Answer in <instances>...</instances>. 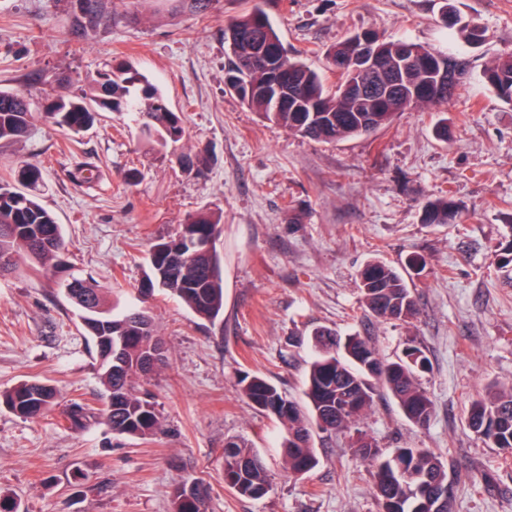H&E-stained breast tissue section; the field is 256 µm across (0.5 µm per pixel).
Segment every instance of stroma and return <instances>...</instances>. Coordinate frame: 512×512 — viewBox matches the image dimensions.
<instances>
[{
	"label": "stroma",
	"instance_id": "1",
	"mask_svg": "<svg viewBox=\"0 0 512 512\" xmlns=\"http://www.w3.org/2000/svg\"><path fill=\"white\" fill-rule=\"evenodd\" d=\"M262 2L289 55L323 73L325 52L368 30L462 60L466 76L448 105L406 111L377 131L313 141L252 112L227 90L224 23ZM474 23L480 40L462 37ZM512 54V0H0V90L28 96L29 135L0 141V182L39 165L36 194L62 224L58 277L25 269L0 277V392L39 379L57 391L42 416L0 406V494L21 512H171L181 479L210 486L209 512H378L372 476L346 437L314 432L318 466L300 479L283 469L282 425L238 393L244 374L303 396L320 326L368 339L387 359L415 340L431 361L421 382L434 401L418 428L384 389L360 429L384 454L429 448L451 462L452 512H512V459L466 427L468 399L512 386V283L496 263L512 234V105L485 69ZM126 62L184 121L162 142L128 113L104 112L73 133L44 115L48 100L80 96L100 72ZM446 119L447 141L434 126ZM100 178L81 183L80 169ZM461 203L453 224H425L440 192ZM221 214L224 313L198 318L164 292L140 299L146 254L189 216ZM421 256L423 268L409 267ZM380 260L415 296L410 322L366 312L357 274ZM93 279L115 309L139 302L165 345L166 363L138 381L162 427L148 439L112 434L93 343L60 282ZM93 408L70 424L72 403ZM246 440L273 478L259 500L224 483V444Z\"/></svg>",
	"mask_w": 512,
	"mask_h": 512
}]
</instances>
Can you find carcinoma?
<instances>
[{
  "mask_svg": "<svg viewBox=\"0 0 512 512\" xmlns=\"http://www.w3.org/2000/svg\"><path fill=\"white\" fill-rule=\"evenodd\" d=\"M369 36L380 49V60L357 78L361 85L381 90L378 96L362 95L346 87L349 74L341 66L356 51L354 37L333 46L326 54L328 69L340 73L342 78L331 93L322 74L288 56L268 13L258 3L224 26V43L228 46L226 73L228 78L237 79V94L252 111L296 135L321 142L366 134L390 124L407 109L452 101L460 87L458 83L449 89L434 86L430 92H422L433 81V71L448 65L449 57L413 42L415 55L403 58L401 47L406 41L381 39L372 32ZM274 65L288 71L283 92L288 102L278 108L269 94L270 67ZM484 76L498 97L511 105L512 56L495 60ZM143 81L145 77L132 67L120 66L92 81L88 95L49 100L45 116L78 133L93 122L97 112H135L144 119L147 132L164 140H180L184 134L183 119L169 109L163 95L149 86L142 89L140 96L132 92ZM31 117L23 93L0 91V140L26 136ZM41 177L38 166L27 164L19 171L22 188L0 183V259H10L0 264V277L14 272L23 257L33 260L36 271L45 276L55 275L62 264V225L36 194L27 192ZM460 212V205L444 193L423 205L422 223L446 224ZM219 224L221 218L210 213L189 218L182 230L197 239L194 254L181 265L171 266L167 256L152 251L146 274L150 289L170 293L199 318L211 322L224 312V280L216 250ZM497 257L499 268L511 272V238L499 243ZM358 278L362 302L372 316L401 322L414 318L415 298L395 267L370 262L360 270ZM78 288L80 293L70 300L84 326L92 322L93 310L108 313L99 328L88 332L96 347L103 385L112 396L103 412L104 422L115 435L150 438L160 430L161 422L155 403L134 390L133 379L138 376L134 367L151 346L159 343V336L141 309L130 307L116 312L105 306V287L98 282L80 280ZM114 340L124 344L121 365L111 363L106 354ZM312 343L316 355L305 379L307 406L287 398L260 375L246 374L239 381L240 395L284 426L282 448L288 477H301L318 465L311 443L313 431L345 436L354 433L351 449L372 469L379 512H451L449 460L429 448H398L386 456L357 428L372 408L378 383L391 393L409 422L420 427L429 423L434 402L420 382L421 374L430 370V360L424 351L410 340L401 356L387 360L361 336L343 338L325 327L312 332ZM55 397L52 386L26 380L1 392L0 403L15 415L32 419L43 415ZM465 421L481 443L498 449L506 457L512 456V390L491 388L471 399ZM224 482L239 496L252 500L264 498L272 489V478L264 461L244 440L224 445ZM207 500L208 490L201 481L195 482L189 493L178 485L174 487V512H208Z\"/></svg>",
  "mask_w": 512,
  "mask_h": 512,
  "instance_id": "1",
  "label": "carcinoma"
}]
</instances>
